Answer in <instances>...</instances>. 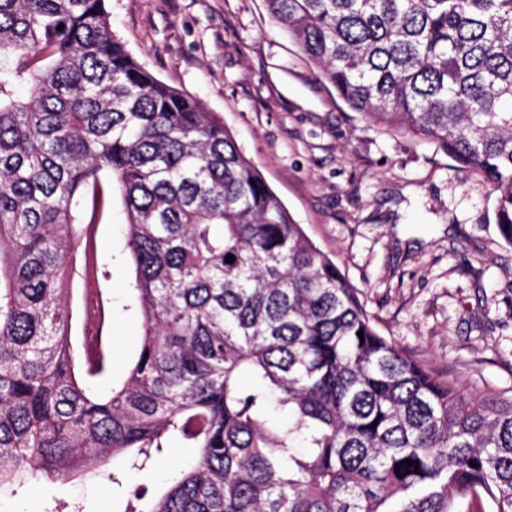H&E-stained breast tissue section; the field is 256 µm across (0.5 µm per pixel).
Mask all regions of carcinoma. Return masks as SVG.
Here are the masks:
<instances>
[{
	"instance_id": "cac0c4a2",
	"label": "carcinoma",
	"mask_w": 512,
	"mask_h": 512,
	"mask_svg": "<svg viewBox=\"0 0 512 512\" xmlns=\"http://www.w3.org/2000/svg\"><path fill=\"white\" fill-rule=\"evenodd\" d=\"M265 2L349 108L477 172L512 244V0ZM107 178L142 335L96 397L106 357L76 372L64 281ZM175 443L195 460L147 510L112 472L123 512H512V395L465 397L381 336L223 121L114 36L106 0H0V486L123 455L142 471Z\"/></svg>"
}]
</instances>
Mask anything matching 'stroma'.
<instances>
[{
	"instance_id": "obj_1",
	"label": "stroma",
	"mask_w": 512,
	"mask_h": 512,
	"mask_svg": "<svg viewBox=\"0 0 512 512\" xmlns=\"http://www.w3.org/2000/svg\"><path fill=\"white\" fill-rule=\"evenodd\" d=\"M113 33L168 85L219 115L295 223L357 288L382 336L455 379L463 392L512 389V244L496 194L433 144L387 132L351 110L270 17L264 0H108ZM117 188L81 226L68 286L71 340L90 304L105 312L108 395L141 345L140 310ZM195 458L173 448L125 483L163 491ZM121 459L74 479L0 487V512H122Z\"/></svg>"
}]
</instances>
